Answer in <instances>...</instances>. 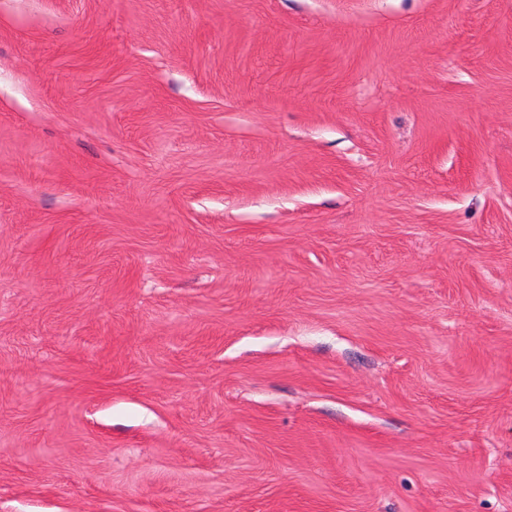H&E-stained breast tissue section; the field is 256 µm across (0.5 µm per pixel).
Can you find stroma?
Masks as SVG:
<instances>
[{
    "label": "stroma",
    "instance_id": "1",
    "mask_svg": "<svg viewBox=\"0 0 512 512\" xmlns=\"http://www.w3.org/2000/svg\"><path fill=\"white\" fill-rule=\"evenodd\" d=\"M0 512H512V0H0Z\"/></svg>",
    "mask_w": 512,
    "mask_h": 512
}]
</instances>
